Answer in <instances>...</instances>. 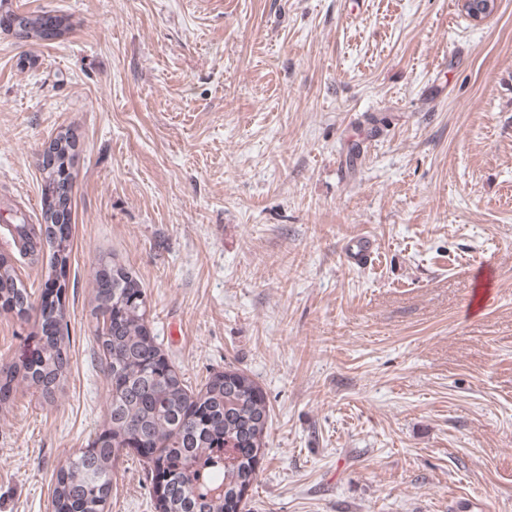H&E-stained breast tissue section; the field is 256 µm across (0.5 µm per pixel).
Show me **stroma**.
Wrapping results in <instances>:
<instances>
[{
	"label": "stroma",
	"instance_id": "1",
	"mask_svg": "<svg viewBox=\"0 0 512 512\" xmlns=\"http://www.w3.org/2000/svg\"><path fill=\"white\" fill-rule=\"evenodd\" d=\"M0 28V202L41 209L71 130L68 365L0 405V512H53L106 422L94 275L139 278L192 388L245 373L270 408L242 512H512V0H11ZM368 237L370 257L345 246ZM32 301L52 251L18 252ZM38 342L0 307V366ZM107 512H157L121 456ZM8 2V0H0V10H4L5 19L9 22L10 26L15 23L16 33L19 38L32 43L49 39L50 34L45 29L48 22L44 19L43 13L18 14L10 8Z\"/></svg>",
	"mask_w": 512,
	"mask_h": 512
}]
</instances>
